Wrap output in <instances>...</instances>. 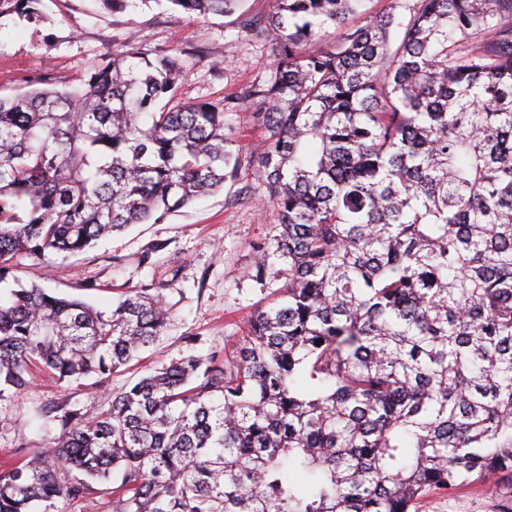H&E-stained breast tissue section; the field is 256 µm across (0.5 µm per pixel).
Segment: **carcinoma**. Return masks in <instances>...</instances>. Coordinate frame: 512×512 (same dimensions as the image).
Segmentation results:
<instances>
[{
    "label": "carcinoma",
    "mask_w": 512,
    "mask_h": 512,
    "mask_svg": "<svg viewBox=\"0 0 512 512\" xmlns=\"http://www.w3.org/2000/svg\"><path fill=\"white\" fill-rule=\"evenodd\" d=\"M363 2L273 0L250 20L274 45L247 98L279 217L250 274L281 262L285 285L224 359L184 357L96 417L54 409L50 446L0 470V512H56L115 476L112 512H411L512 472V0H416L402 19ZM183 71L114 50L0 97V402L35 369L107 380L163 334L147 288L107 313L13 270L234 177L236 99L177 101Z\"/></svg>",
    "instance_id": "carcinoma-1"
}]
</instances>
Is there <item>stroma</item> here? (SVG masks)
I'll use <instances>...</instances> for the list:
<instances>
[{
  "mask_svg": "<svg viewBox=\"0 0 512 512\" xmlns=\"http://www.w3.org/2000/svg\"><path fill=\"white\" fill-rule=\"evenodd\" d=\"M271 0H242L225 17H197L154 0H132L121 12L101 0H41L39 21L0 9V95L25 91L26 82L45 78L55 87L77 79L98 58L130 48L179 55L185 70L182 101L240 98L228 119L234 128L231 151L236 174L223 189L198 198L156 224H138L98 241L75 256H59L50 266L23 259L15 275L66 297L107 310L128 289L159 288L171 311L160 338L141 354L133 372L112 376L106 387L86 381L60 384L34 372L15 400L0 403V463L20 449L48 447L54 433L48 414L61 403L96 416L108 408L109 391L195 354L223 355L241 341L253 310L285 282L283 264L271 267L265 284L249 275L257 243L273 236L275 207L257 174L264 130L244 96L265 80L272 50L260 29L246 20L267 13ZM418 512H500L493 490L475 485L434 493Z\"/></svg>",
  "mask_w": 512,
  "mask_h": 512,
  "instance_id": "obj_1",
  "label": "stroma"
}]
</instances>
